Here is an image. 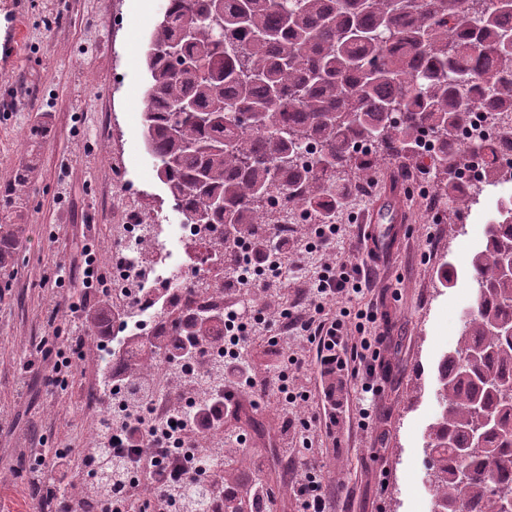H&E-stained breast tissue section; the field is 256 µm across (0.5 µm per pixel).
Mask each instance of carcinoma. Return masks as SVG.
<instances>
[{
    "label": "carcinoma",
    "mask_w": 512,
    "mask_h": 512,
    "mask_svg": "<svg viewBox=\"0 0 512 512\" xmlns=\"http://www.w3.org/2000/svg\"><path fill=\"white\" fill-rule=\"evenodd\" d=\"M149 42L146 149L175 209L212 228L209 258L263 239L278 194L335 223L360 174L418 159L424 137L452 203L467 209L512 183L490 143L456 138L482 109L512 139V0H165ZM311 141L320 150L306 165ZM476 154L486 179L465 193L454 174ZM31 172L16 171L8 196H22ZM498 213L470 261L476 306L439 362L431 512H500L512 495V335H490L512 328V278L497 263L512 253L511 197Z\"/></svg>",
    "instance_id": "obj_1"
}]
</instances>
